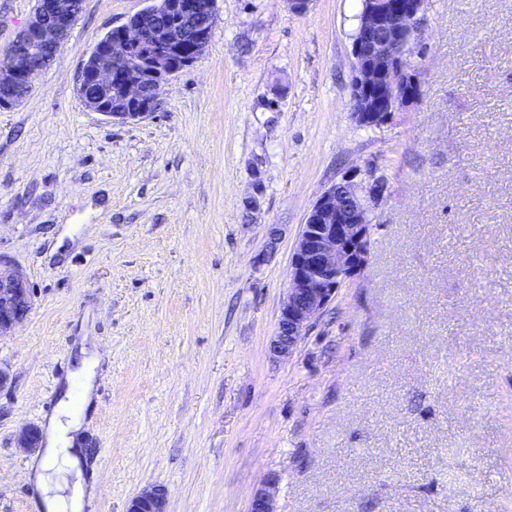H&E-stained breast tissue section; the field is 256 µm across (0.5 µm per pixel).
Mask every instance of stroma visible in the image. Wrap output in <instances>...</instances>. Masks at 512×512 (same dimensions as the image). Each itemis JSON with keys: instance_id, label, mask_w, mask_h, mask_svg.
I'll list each match as a JSON object with an SVG mask.
<instances>
[{"instance_id": "1", "label": "stroma", "mask_w": 512, "mask_h": 512, "mask_svg": "<svg viewBox=\"0 0 512 512\" xmlns=\"http://www.w3.org/2000/svg\"><path fill=\"white\" fill-rule=\"evenodd\" d=\"M148 0H84L0 111V252L34 305L0 338V512H34L22 428L81 353L83 512L159 485L169 512H512V0H429L420 85L351 114L360 0H218L208 47L130 124L82 67ZM384 181L361 270L299 342L269 343L302 224L342 176ZM278 483L276 475H269L265 485L257 489L251 501L250 512H277L275 500L270 493V488Z\"/></svg>"}]
</instances>
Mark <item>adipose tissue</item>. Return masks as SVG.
Returning <instances> with one entry per match:
<instances>
[{"label":"adipose tissue","instance_id":"adipose-tissue-1","mask_svg":"<svg viewBox=\"0 0 512 512\" xmlns=\"http://www.w3.org/2000/svg\"><path fill=\"white\" fill-rule=\"evenodd\" d=\"M85 417L74 411L68 399H61L46 426L47 447L43 456L29 466L40 492L41 512H82L91 493L80 475L85 464L82 447ZM76 480L69 495L60 492L65 475Z\"/></svg>","mask_w":512,"mask_h":512}]
</instances>
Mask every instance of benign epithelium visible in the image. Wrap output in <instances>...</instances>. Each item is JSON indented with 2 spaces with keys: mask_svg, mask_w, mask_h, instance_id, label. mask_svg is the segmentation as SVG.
Here are the masks:
<instances>
[{
  "mask_svg": "<svg viewBox=\"0 0 512 512\" xmlns=\"http://www.w3.org/2000/svg\"><path fill=\"white\" fill-rule=\"evenodd\" d=\"M427 5L428 0H361L351 84L352 114L359 126H382L418 95L410 55ZM79 15L67 0H39L23 40L0 54L1 110L21 102L16 91L32 85L43 70L41 57L62 47ZM215 17L216 0H151L112 28L85 62L77 86L85 107L121 123L149 117L170 77L192 65L210 42ZM382 194V181L368 171L360 180L342 177L313 204L291 256L288 292L270 345L274 356L292 355L338 289L364 265L371 214ZM32 306L23 270L0 254V337L10 335ZM39 445L37 429L19 434L17 447L31 451ZM277 483V476L267 477L254 493L250 512H277L270 493ZM124 512H168L167 492L159 486L145 489L127 500Z\"/></svg>",
  "mask_w": 512,
  "mask_h": 512,
  "instance_id": "obj_1",
  "label": "benign epithelium"
}]
</instances>
